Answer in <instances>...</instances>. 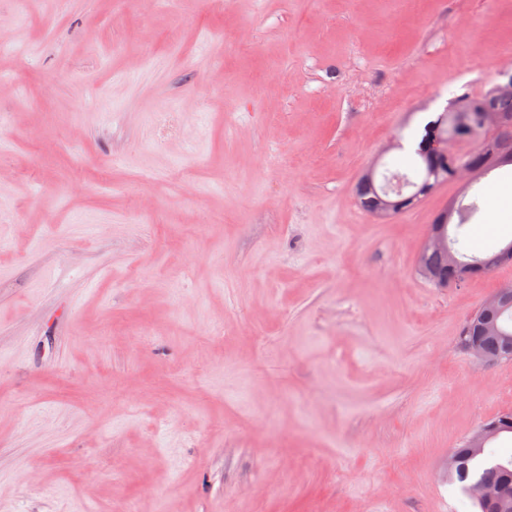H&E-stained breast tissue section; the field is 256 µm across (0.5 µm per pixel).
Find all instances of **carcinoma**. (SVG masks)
Instances as JSON below:
<instances>
[{"mask_svg":"<svg viewBox=\"0 0 512 512\" xmlns=\"http://www.w3.org/2000/svg\"><path fill=\"white\" fill-rule=\"evenodd\" d=\"M488 99L491 109L506 120V125L501 132V138L506 143L504 149L488 153L481 149L472 154L463 155L464 159L471 162V168L476 173H486L497 167L512 164V92L483 93ZM419 139L417 149L400 157V164L394 170L385 169L380 183L368 184L359 181L356 186V197L359 205L371 214L379 212V199L395 195L396 208L394 212L407 209L419 198L427 195L438 184L454 180L448 163L442 159L430 157L432 145L438 142H448L457 139V128L453 119L443 111L429 120L420 128L417 134ZM479 205L473 201L468 204L460 203L453 210L447 209L437 216L434 225L453 226L451 234L447 235L448 243L453 253L467 264V276H479L487 274L505 261H512V250L509 247L486 254H475L472 251L469 238L468 225L478 212ZM457 214V222L450 224L452 214ZM426 268L431 271L427 280L439 288L448 287L447 280L462 275L458 266L448 262L445 253L430 251L419 257L418 269ZM498 333H487L482 328L480 313H475L467 322L463 335L479 337L482 348L488 359L498 357L502 348V341L497 334L512 335V308L502 312L496 318ZM486 427H492L496 431L494 439H499L504 434H512V413H504L489 422ZM500 460L508 466L512 464L511 456H501L493 445H488L481 455H472L463 451L458 463L448 472L450 481L462 484L463 492H468L469 487L481 478L496 479L501 471L494 467V462Z\"/></svg>","mask_w":512,"mask_h":512,"instance_id":"carcinoma-1","label":"carcinoma"}]
</instances>
